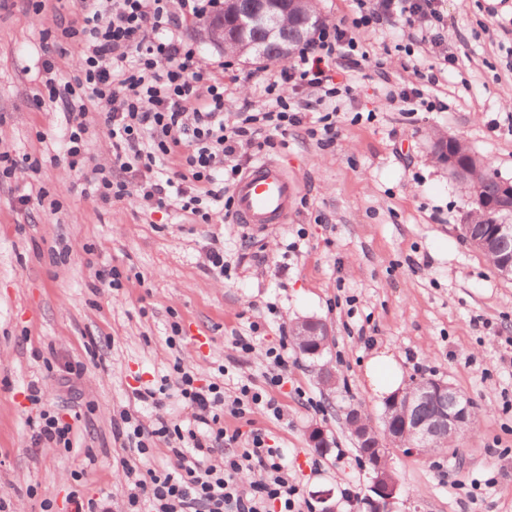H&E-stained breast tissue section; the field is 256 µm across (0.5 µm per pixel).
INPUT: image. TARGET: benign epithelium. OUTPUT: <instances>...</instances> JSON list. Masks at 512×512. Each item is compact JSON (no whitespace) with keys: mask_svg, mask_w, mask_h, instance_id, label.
Masks as SVG:
<instances>
[{"mask_svg":"<svg viewBox=\"0 0 512 512\" xmlns=\"http://www.w3.org/2000/svg\"><path fill=\"white\" fill-rule=\"evenodd\" d=\"M229 12L208 17L199 24L205 38L220 48L229 43L247 44L245 63L264 56V44L272 38L283 39L290 30L283 22L288 13V0H226ZM265 39L247 40L255 30ZM432 158L448 171L456 183L464 186L471 202L485 211L512 216V182L501 181L496 195L489 197L481 181L473 178L474 157L446 146L434 144ZM485 255L495 256L497 274L512 280V222L498 219L486 233L470 240ZM295 335L299 348L311 356H319L331 341L329 326L318 319L297 323ZM347 423L359 448L368 450L372 473L368 493L364 494L366 512H393L400 486L388 462V449L403 448L412 453H425L439 445H448L457 435L473 425L469 397L448 382L427 378L415 382L398 393L385 407L381 424L362 412L347 411Z\"/></svg>","mask_w":512,"mask_h":512,"instance_id":"obj_1","label":"benign epithelium"}]
</instances>
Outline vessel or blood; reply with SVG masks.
Listing matches in <instances>:
<instances>
[{
    "label": "vessel or blood",
    "instance_id": "b4317fda",
    "mask_svg": "<svg viewBox=\"0 0 512 512\" xmlns=\"http://www.w3.org/2000/svg\"><path fill=\"white\" fill-rule=\"evenodd\" d=\"M298 193V182L278 162L259 160L231 189L230 220L259 227L287 223Z\"/></svg>",
    "mask_w": 512,
    "mask_h": 512
}]
</instances>
